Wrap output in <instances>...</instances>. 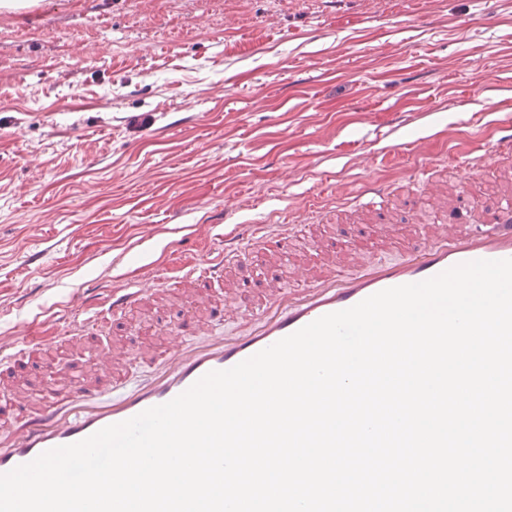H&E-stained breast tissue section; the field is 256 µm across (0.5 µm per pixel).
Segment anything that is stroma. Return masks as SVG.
<instances>
[{"mask_svg": "<svg viewBox=\"0 0 512 512\" xmlns=\"http://www.w3.org/2000/svg\"><path fill=\"white\" fill-rule=\"evenodd\" d=\"M512 0H28L0 9V342L41 346L0 366V402L42 399L59 368L108 361L146 374L164 328L224 292L169 284L165 268L215 250L216 222L323 212L284 264L313 274L352 254L394 259L447 222L468 184L512 196ZM427 140L423 154L381 155ZM501 150L473 174L474 150ZM385 185L382 210L346 216L341 193ZM279 272L254 248L232 273L251 292L235 332ZM136 285L141 308L79 343L88 284Z\"/></svg>", "mask_w": 512, "mask_h": 512, "instance_id": "stroma-1", "label": "stroma"}]
</instances>
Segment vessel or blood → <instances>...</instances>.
Segmentation results:
<instances>
[{
    "label": "vessel or blood",
    "mask_w": 512,
    "mask_h": 512,
    "mask_svg": "<svg viewBox=\"0 0 512 512\" xmlns=\"http://www.w3.org/2000/svg\"><path fill=\"white\" fill-rule=\"evenodd\" d=\"M385 195L384 188L370 184L349 205L376 210L382 207ZM461 202L473 214L472 222L433 225L421 244L407 248L394 260L358 257L349 274L327 270L304 275L298 287L271 286L257 311L245 317L234 333L211 332L204 344L197 345L190 337L202 330V323H176L169 330L167 350L153 358L148 376L118 400L101 398L102 382L112 377L105 369L99 375L69 381L66 390L50 395L36 412L13 417L7 407L0 406V474L49 449L81 441L106 426L167 403L204 374L229 369L316 319L350 308L379 291L424 281L464 262L512 259V202L492 209L466 195ZM294 240L282 224H237L225 233L223 250L206 254L195 266L170 269L169 277L198 287L226 278L230 265L241 262L259 242L275 243L281 251ZM146 299L145 291L129 285L109 289L97 283L89 285L82 303L89 316L81 328L89 330L96 320L111 322L113 317L142 306Z\"/></svg>",
    "instance_id": "1"
}]
</instances>
